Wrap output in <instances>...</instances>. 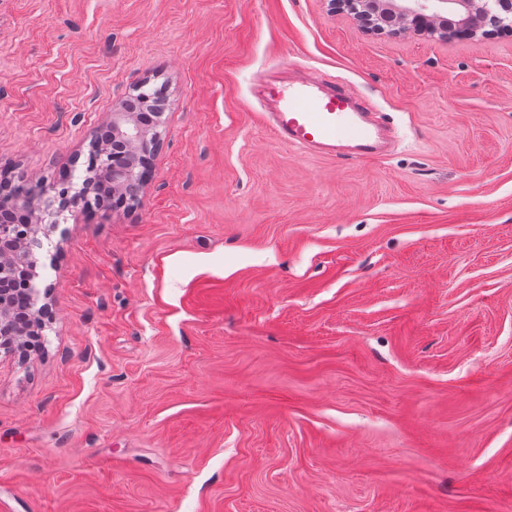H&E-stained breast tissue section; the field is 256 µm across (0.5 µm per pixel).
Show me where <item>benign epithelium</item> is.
Here are the masks:
<instances>
[{
	"label": "benign epithelium",
	"instance_id": "7a95c632",
	"mask_svg": "<svg viewBox=\"0 0 512 512\" xmlns=\"http://www.w3.org/2000/svg\"><path fill=\"white\" fill-rule=\"evenodd\" d=\"M332 8L346 11L379 33H416L453 37H491L512 33V0H329ZM463 13L455 25L447 22L448 9ZM127 102L113 106L102 124L85 162L81 187L62 183L64 191L48 196L38 187L19 206L21 220L0 215V340L32 347L46 324L54 320L50 287L39 289L37 279L41 247L39 235H49L59 217L97 193H141L147 187V169L161 146V112L149 125L126 111Z\"/></svg>",
	"mask_w": 512,
	"mask_h": 512
}]
</instances>
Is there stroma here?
Returning a JSON list of instances; mask_svg holds the SVG:
<instances>
[{
  "label": "stroma",
  "mask_w": 512,
  "mask_h": 512,
  "mask_svg": "<svg viewBox=\"0 0 512 512\" xmlns=\"http://www.w3.org/2000/svg\"><path fill=\"white\" fill-rule=\"evenodd\" d=\"M395 134L276 140L267 64ZM163 102L136 202L44 238L55 319L0 351L10 512H512V33L379 35L327 0H0V172L81 183Z\"/></svg>",
  "instance_id": "stroma-1"
}]
</instances>
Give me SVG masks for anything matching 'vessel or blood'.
Wrapping results in <instances>:
<instances>
[{"label": "vessel or blood", "instance_id": "1", "mask_svg": "<svg viewBox=\"0 0 512 512\" xmlns=\"http://www.w3.org/2000/svg\"><path fill=\"white\" fill-rule=\"evenodd\" d=\"M259 94L270 101V128L282 143L350 158L376 156L385 148L368 103L345 86L309 77L272 81Z\"/></svg>", "mask_w": 512, "mask_h": 512}]
</instances>
